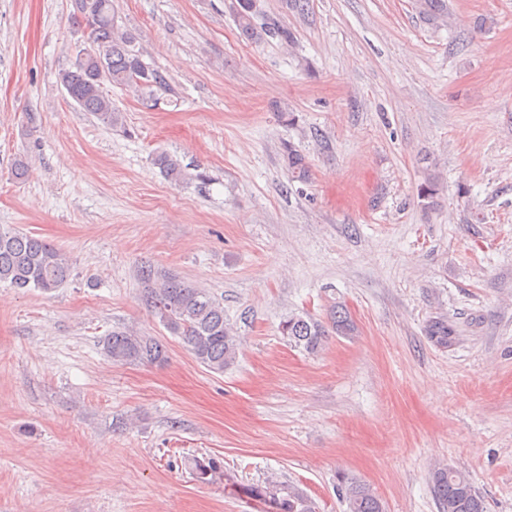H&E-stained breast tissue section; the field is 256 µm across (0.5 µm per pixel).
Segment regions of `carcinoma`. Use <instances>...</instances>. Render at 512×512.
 <instances>
[{
	"mask_svg": "<svg viewBox=\"0 0 512 512\" xmlns=\"http://www.w3.org/2000/svg\"><path fill=\"white\" fill-rule=\"evenodd\" d=\"M417 6L429 18L448 14V0H417ZM232 8L246 39L261 43L277 36L286 43L293 41L292 33L284 27L255 24V17L261 14L260 0H235ZM73 19L75 24L90 30L92 47L76 54L70 67L59 73V81L68 97L84 111L93 113L108 126L121 122L120 112L103 92L106 81L132 89L146 103L156 100L158 93L170 90L168 75L142 60L133 48L131 34L115 31L112 0H81ZM286 160L296 178L308 177L305 158L297 150L288 148ZM156 164L168 179H183V170L171 155L160 154ZM69 276L68 259L50 243L19 231L0 229V283L48 293L63 286ZM147 302L164 326L181 337L198 363L216 373L234 365L239 349L237 336L224 319V306L204 289L165 276L159 287L150 289ZM281 332L289 344L314 353L330 334L353 336L356 327L347 310L337 305L330 310L326 323L305 313H292L282 322ZM104 350L112 361L120 363L161 364L166 360L164 346L155 337L124 331L106 336ZM433 488L442 512H487L485 500L457 471L435 470ZM338 492L346 512H385L379 496L364 482L343 476ZM257 493L272 503L276 512H316L310 498L292 486L269 481Z\"/></svg>",
	"mask_w": 512,
	"mask_h": 512,
	"instance_id": "cac0c4a2",
	"label": "carcinoma"
}]
</instances>
